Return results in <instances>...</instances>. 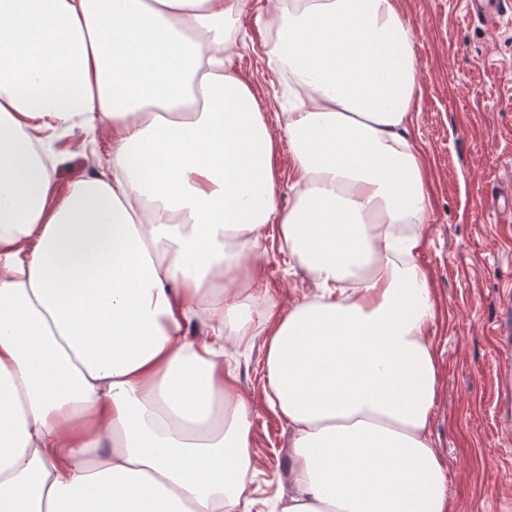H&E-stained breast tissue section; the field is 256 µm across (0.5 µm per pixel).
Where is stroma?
Segmentation results:
<instances>
[{"instance_id":"35a3bbf8","label":"stroma","mask_w":512,"mask_h":512,"mask_svg":"<svg viewBox=\"0 0 512 512\" xmlns=\"http://www.w3.org/2000/svg\"><path fill=\"white\" fill-rule=\"evenodd\" d=\"M268 0H245L224 27L235 47L226 69L250 87L277 141L275 189L293 202L281 115L288 83L269 52ZM413 35L420 90L410 138L421 150L431 209L415 257L437 316L429 328L439 382L429 424L459 512H512V420L500 380V302L512 296V12L493 25L470 19L464 0H397ZM59 189L108 157L103 129H74L58 143ZM501 192L499 212L483 197ZM260 279L281 307L313 295L314 283L278 238L260 243ZM264 338L253 336L230 369L250 398L249 512H280L288 495V422L275 412L262 373Z\"/></svg>"}]
</instances>
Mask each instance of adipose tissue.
Returning <instances> with one entry per match:
<instances>
[{"instance_id": "adipose-tissue-1", "label": "adipose tissue", "mask_w": 512, "mask_h": 512, "mask_svg": "<svg viewBox=\"0 0 512 512\" xmlns=\"http://www.w3.org/2000/svg\"><path fill=\"white\" fill-rule=\"evenodd\" d=\"M271 3L285 210L224 71L242 0H0V512H239L252 404L224 350L256 324L292 430L281 512H455L412 34L396 0ZM100 126L111 157L56 196L59 133ZM270 224L318 287L285 311L244 290Z\"/></svg>"}]
</instances>
